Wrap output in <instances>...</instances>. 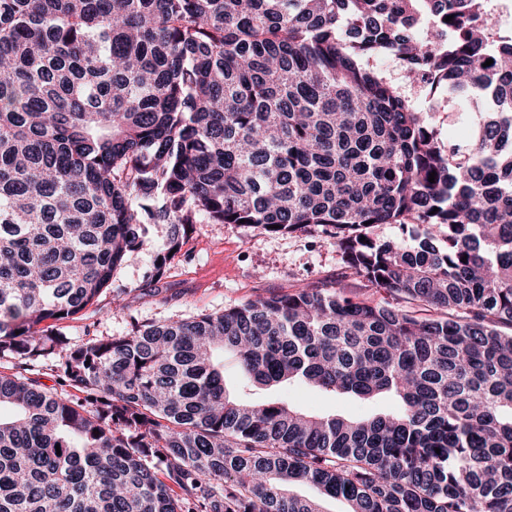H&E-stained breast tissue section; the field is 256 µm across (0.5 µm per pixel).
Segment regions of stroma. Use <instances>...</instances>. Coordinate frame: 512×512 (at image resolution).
I'll return each mask as SVG.
<instances>
[{
  "label": "stroma",
  "instance_id": "stroma-1",
  "mask_svg": "<svg viewBox=\"0 0 512 512\" xmlns=\"http://www.w3.org/2000/svg\"><path fill=\"white\" fill-rule=\"evenodd\" d=\"M404 92L418 102L442 136L466 133V111L448 91L431 94L408 86ZM164 234V225L151 226L137 257L117 270L111 291L103 293L82 317L66 322L71 341L82 343L90 333L119 337L134 320L142 324L186 320L257 294L290 292L308 283L335 282L370 302L383 299L382 294L364 289L362 279L344 269L339 250L324 238L304 232L276 235L236 224L199 225L171 259L167 277L155 288H143L145 273L154 263L155 244ZM117 293L123 298L119 308L112 305ZM280 394L310 412L358 419L394 408L386 399L364 400L350 394L332 397L300 384L283 388Z\"/></svg>",
  "mask_w": 512,
  "mask_h": 512
}]
</instances>
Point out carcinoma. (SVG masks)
<instances>
[{"label":"carcinoma","mask_w":512,"mask_h":512,"mask_svg":"<svg viewBox=\"0 0 512 512\" xmlns=\"http://www.w3.org/2000/svg\"><path fill=\"white\" fill-rule=\"evenodd\" d=\"M487 2L0 0V356L71 389L0 373V512H324L300 483L347 512H512V33ZM383 57L454 90L470 133L441 141ZM241 219L330 231L410 308L308 284L123 337L61 331L151 225L147 288L197 225ZM224 349L255 386L399 407L244 404ZM426 233L424 224H415L402 228L399 224H380L374 228V234L385 240H406L411 241V237L423 239ZM238 359L234 351L224 350V377L233 396L240 393L252 401H263L278 393L289 403L298 405L314 413L339 414L353 418H367L378 411H391L394 404L387 399L364 400L350 394L335 397L316 392L304 385L293 384L278 391L240 388L239 391Z\"/></svg>","instance_id":"obj_1"}]
</instances>
